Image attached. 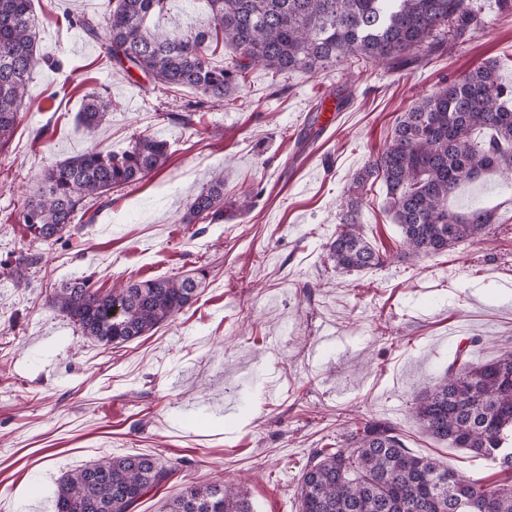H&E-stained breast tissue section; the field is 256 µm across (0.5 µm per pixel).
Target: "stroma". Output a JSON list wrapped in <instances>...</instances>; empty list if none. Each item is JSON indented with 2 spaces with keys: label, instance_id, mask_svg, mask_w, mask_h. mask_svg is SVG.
<instances>
[{
  "label": "stroma",
  "instance_id": "stroma-1",
  "mask_svg": "<svg viewBox=\"0 0 512 512\" xmlns=\"http://www.w3.org/2000/svg\"><path fill=\"white\" fill-rule=\"evenodd\" d=\"M469 2L471 39L426 64L344 61L282 75L256 65L234 104L206 103L184 124L174 116L198 91L151 88L68 26L69 14L100 19L104 0H33L40 46L63 67L34 73L0 151V512H54L64 474L127 454L175 468L135 512H164L181 490L215 479L244 486L254 512H297L314 453L372 420L460 475L491 473L492 461L427 435L412 407L458 343L478 337L477 362L512 349V189L495 173L461 185L449 206L497 208L499 224L475 245L420 259L402 254L382 182L367 184L356 210L347 197L421 95L492 60L512 84V15L498 0ZM94 91L112 109L91 138L77 114ZM140 135L169 143L164 167L58 243L31 240L22 213L51 162L95 145L121 151ZM218 169L225 200L250 191L252 209L182 223ZM349 213L391 262L336 271L326 245ZM27 252L41 263L25 280L6 275ZM198 267L207 278L190 305L116 349L51 303L75 278L109 289Z\"/></svg>",
  "mask_w": 512,
  "mask_h": 512
}]
</instances>
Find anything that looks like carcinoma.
<instances>
[{"instance_id":"cac0c4a2","label":"carcinoma","mask_w":512,"mask_h":512,"mask_svg":"<svg viewBox=\"0 0 512 512\" xmlns=\"http://www.w3.org/2000/svg\"><path fill=\"white\" fill-rule=\"evenodd\" d=\"M169 0H107L100 21L69 19L100 40L125 71L137 69L168 89L188 86L218 102L237 94L247 71L315 73L340 61L407 67L476 29L467 0H205L206 26L190 33L156 23ZM236 53L225 66L206 51ZM38 43L32 0H0V151L21 120L35 69L49 62ZM112 106L88 96L79 123L94 133ZM169 145L138 136L117 153L93 147L48 166L22 215L34 239L52 244L87 213V199L112 204V192L160 170ZM486 171L512 178V85L488 62L415 101L394 126L384 149L357 174L352 190L370 179L386 188V208L415 256L436 255L482 240L498 223L493 209L455 212L448 198ZM252 194L224 203L219 172L190 202L184 224H221L227 208L250 209ZM336 269L359 272L385 264L386 255L360 227L338 225L327 245ZM205 270L194 276L146 279L109 290L78 278L55 289L53 305L103 347L118 348L172 319L197 295ZM415 418L433 438L491 460L484 477L459 475L435 459L417 456L389 422H369L317 451L298 490L299 512H512V350L475 362L457 345L443 379L416 399ZM171 470L153 458L109 457L65 475L55 512H132L160 490ZM165 512H253L247 494L222 480L191 485Z\"/></svg>"}]
</instances>
